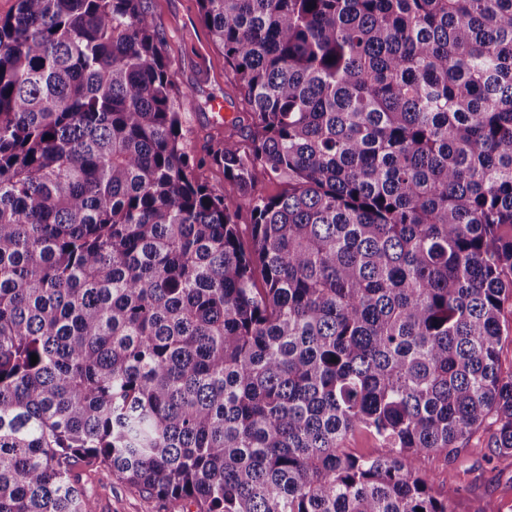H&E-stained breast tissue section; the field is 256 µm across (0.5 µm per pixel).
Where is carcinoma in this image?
<instances>
[{
	"mask_svg": "<svg viewBox=\"0 0 512 512\" xmlns=\"http://www.w3.org/2000/svg\"><path fill=\"white\" fill-rule=\"evenodd\" d=\"M198 3L248 246L148 0L0 18V512H94L80 468L186 512H452L419 457L512 456V0ZM344 448L354 455L370 456L376 455L380 450V442L367 431H355L350 435L345 443Z\"/></svg>",
	"mask_w": 512,
	"mask_h": 512,
	"instance_id": "1",
	"label": "carcinoma"
}]
</instances>
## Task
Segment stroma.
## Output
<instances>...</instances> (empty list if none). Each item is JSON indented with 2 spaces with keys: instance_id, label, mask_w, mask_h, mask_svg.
Returning a JSON list of instances; mask_svg holds the SVG:
<instances>
[{
  "instance_id": "obj_1",
  "label": "stroma",
  "mask_w": 512,
  "mask_h": 512,
  "mask_svg": "<svg viewBox=\"0 0 512 512\" xmlns=\"http://www.w3.org/2000/svg\"><path fill=\"white\" fill-rule=\"evenodd\" d=\"M156 23L164 34L163 53L170 61L177 91L194 88L195 96L184 102V128L189 154L200 160L197 173L209 187L225 194L236 189L224 178L221 167L209 162L208 155L224 130L210 120L209 100L224 99L230 115L244 112L242 96L232 75L224 71V57L213 46L198 15L197 0H152ZM420 469L440 474L457 473L465 485L456 495L455 512H512V457H492L462 449L449 457L435 456L419 461ZM88 481L96 490L99 512H182L178 502H163L136 488L122 484L107 472H87Z\"/></svg>"
}]
</instances>
